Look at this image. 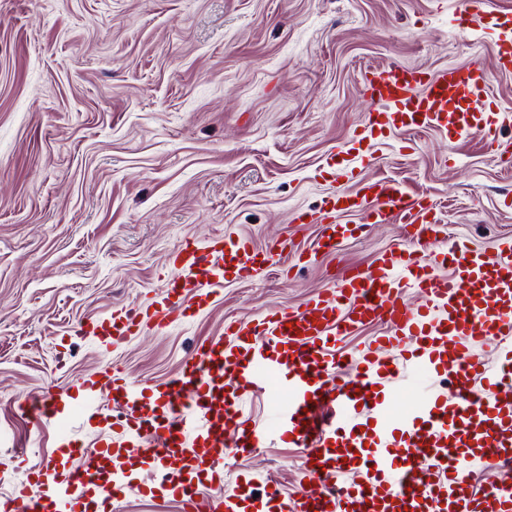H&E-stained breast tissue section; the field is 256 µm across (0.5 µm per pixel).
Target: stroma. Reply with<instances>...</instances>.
<instances>
[{
  "label": "stroma",
  "instance_id": "obj_1",
  "mask_svg": "<svg viewBox=\"0 0 512 512\" xmlns=\"http://www.w3.org/2000/svg\"><path fill=\"white\" fill-rule=\"evenodd\" d=\"M467 0H0V504L57 429L19 409L48 384L75 383L110 361L135 379L171 377L225 322L299 305L340 262L372 264L402 241L370 224L291 275L288 260L225 284L190 323L115 350L61 337L81 321L146 303L171 274L169 253L244 235L262 247L289 234L335 188L323 168L344 152L370 103L359 80L398 61L431 70L493 67L496 37L454 30ZM369 179L427 197L449 237L496 253L512 240V162L479 136L394 131L372 141ZM302 449L270 444L229 459L296 491Z\"/></svg>",
  "mask_w": 512,
  "mask_h": 512
}]
</instances>
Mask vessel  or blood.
<instances>
[{
  "instance_id": "vessel-or-blood-1",
  "label": "vessel or blood",
  "mask_w": 512,
  "mask_h": 512,
  "mask_svg": "<svg viewBox=\"0 0 512 512\" xmlns=\"http://www.w3.org/2000/svg\"><path fill=\"white\" fill-rule=\"evenodd\" d=\"M479 24L497 35L495 70L396 61L364 70L371 109L348 143L355 163L297 216L323 226L329 252L365 223L402 225L401 247L367 268L339 266L333 286L299 306L225 324L224 339L199 341L163 382L139 383L109 363L25 399L33 424L87 418L108 432L91 449L62 435L54 463L28 469L14 496L19 512H114L131 495L165 496L180 512H512V482L473 481L512 466V244L490 254L448 241L426 198L361 174L369 142L396 130L495 140L492 73L512 70V9L456 14L457 28ZM351 213L362 224L346 223ZM285 254L296 268L315 257L285 237L262 250L241 236L184 239L168 256L174 276L148 306L113 309L72 333L114 347L147 327L164 331L207 307L215 287L263 275ZM411 290L423 297L418 306L405 299ZM377 323L382 333L342 352L345 336ZM415 387L420 399L398 412L396 397ZM273 388L287 405L270 425L250 423L244 400ZM269 442L303 449L302 493L253 474L225 488V461Z\"/></svg>"
}]
</instances>
